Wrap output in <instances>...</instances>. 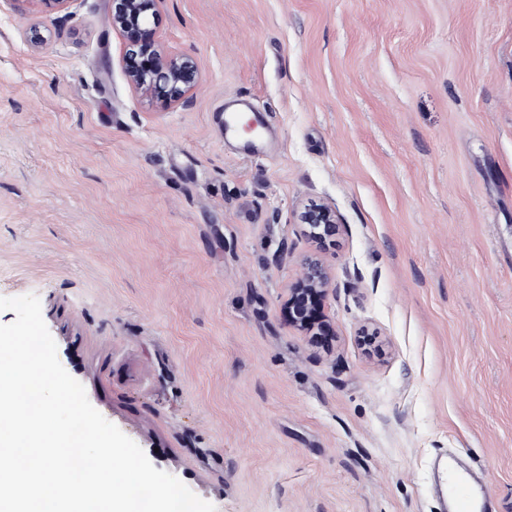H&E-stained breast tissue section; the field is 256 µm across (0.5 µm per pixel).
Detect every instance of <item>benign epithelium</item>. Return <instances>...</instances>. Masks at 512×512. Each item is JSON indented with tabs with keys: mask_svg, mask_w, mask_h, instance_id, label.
<instances>
[{
	"mask_svg": "<svg viewBox=\"0 0 512 512\" xmlns=\"http://www.w3.org/2000/svg\"><path fill=\"white\" fill-rule=\"evenodd\" d=\"M159 0H110L109 19L112 27L129 34L122 67L130 85L142 96H161L173 103L190 106L198 82V69L189 56H172L150 38L149 24L156 14ZM306 236L321 241L336 234L340 220L329 205H310L300 214ZM333 286L329 269L321 259L309 256L303 262V272L295 287L290 289L288 304L295 307L292 323L304 336L314 334V324L307 318L305 296L322 295Z\"/></svg>",
	"mask_w": 512,
	"mask_h": 512,
	"instance_id": "benign-epithelium-1",
	"label": "benign epithelium"
}]
</instances>
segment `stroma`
I'll use <instances>...</instances> for the list:
<instances>
[{
    "label": "stroma",
    "mask_w": 512,
    "mask_h": 512,
    "mask_svg": "<svg viewBox=\"0 0 512 512\" xmlns=\"http://www.w3.org/2000/svg\"><path fill=\"white\" fill-rule=\"evenodd\" d=\"M151 29L191 107L135 92L109 0H0V296L216 512H438L442 449L512 512V0H161ZM234 99L267 152L225 139ZM314 250L317 342L285 306ZM300 223L306 236L312 241H321L339 230L340 220L336 210L329 205H309L300 214Z\"/></svg>",
    "instance_id": "1"
}]
</instances>
